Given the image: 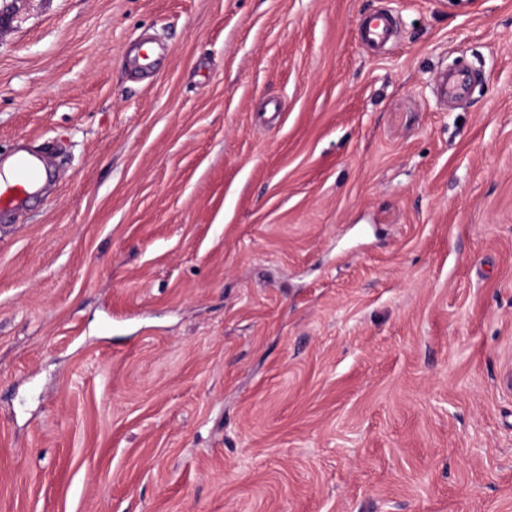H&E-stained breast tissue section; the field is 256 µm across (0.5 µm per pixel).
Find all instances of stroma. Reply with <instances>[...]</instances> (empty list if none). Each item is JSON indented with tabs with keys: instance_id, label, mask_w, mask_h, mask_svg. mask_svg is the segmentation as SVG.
I'll list each match as a JSON object with an SVG mask.
<instances>
[{
	"instance_id": "35a3bbf8",
	"label": "stroma",
	"mask_w": 512,
	"mask_h": 512,
	"mask_svg": "<svg viewBox=\"0 0 512 512\" xmlns=\"http://www.w3.org/2000/svg\"><path fill=\"white\" fill-rule=\"evenodd\" d=\"M20 150L0 512H512V0H0ZM393 28V20L388 15H374L364 24V38L371 43L385 41L391 36ZM11 170L4 167V184L0 186V210L19 207L26 193L34 192L44 184V179L29 187L39 178L38 169L30 162L21 160L14 165V177L11 180ZM11 180V181H7Z\"/></svg>"
}]
</instances>
